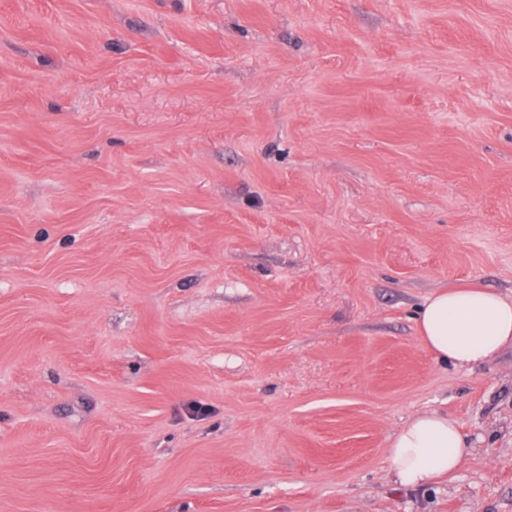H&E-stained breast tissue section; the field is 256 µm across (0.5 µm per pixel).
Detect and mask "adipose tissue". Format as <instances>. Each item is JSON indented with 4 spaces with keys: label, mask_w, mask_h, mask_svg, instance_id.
<instances>
[{
    "label": "adipose tissue",
    "mask_w": 512,
    "mask_h": 512,
    "mask_svg": "<svg viewBox=\"0 0 512 512\" xmlns=\"http://www.w3.org/2000/svg\"><path fill=\"white\" fill-rule=\"evenodd\" d=\"M418 331L439 359L462 368L488 363L512 345V298L484 288L440 290L426 300ZM469 454L458 425L434 412L411 419L387 450L389 472L405 488L457 472Z\"/></svg>",
    "instance_id": "1"
}]
</instances>
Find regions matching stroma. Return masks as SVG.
<instances>
[{"label":"stroma","mask_w":512,"mask_h":512,"mask_svg":"<svg viewBox=\"0 0 512 512\" xmlns=\"http://www.w3.org/2000/svg\"><path fill=\"white\" fill-rule=\"evenodd\" d=\"M512 0H0V512H512ZM471 453L417 489L391 437ZM418 331L439 360L486 364L512 345V298L484 288L440 290L426 300ZM469 454L458 425L434 412L411 419L394 435L387 449L389 472L405 488L457 472Z\"/></svg>","instance_id":"obj_1"}]
</instances>
